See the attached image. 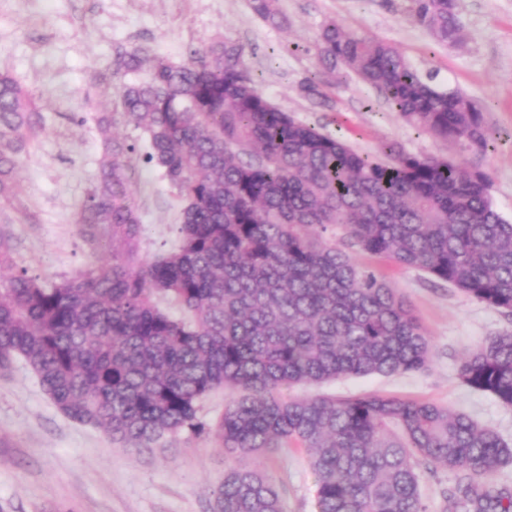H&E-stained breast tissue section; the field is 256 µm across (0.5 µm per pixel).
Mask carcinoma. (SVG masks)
Listing matches in <instances>:
<instances>
[{"mask_svg": "<svg viewBox=\"0 0 512 512\" xmlns=\"http://www.w3.org/2000/svg\"><path fill=\"white\" fill-rule=\"evenodd\" d=\"M440 44L463 25L455 0H411ZM253 13L280 23L277 0ZM320 62L376 89L417 130L469 153L490 133L465 94L435 83L393 45L346 32L330 17ZM121 111L98 118L99 175L76 222L104 229L109 260L59 284L21 270L4 278L12 247L0 232V371L23 360L55 406L114 442L165 448L182 430L227 454L303 448L318 512H427L416 468L453 474L447 512H512V485L491 480L512 446L470 416L431 402L368 393L282 400L284 385L424 371L430 336L408 299L360 265L362 252L414 268L512 317V221L494 206L488 173L384 143L375 156L296 120L245 68L243 48L217 42L174 63L117 54ZM141 130L148 148L111 134ZM31 96L0 73V199L17 194L18 154L36 138ZM161 168L183 202L179 240L141 256L130 161ZM185 313L173 317L164 305ZM461 382L512 407V331L461 361ZM240 388L213 423L199 402ZM213 512H284L258 466L224 471Z\"/></svg>", "mask_w": 512, "mask_h": 512, "instance_id": "obj_1", "label": "carcinoma"}]
</instances>
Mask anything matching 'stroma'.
<instances>
[{
    "instance_id": "1",
    "label": "stroma",
    "mask_w": 512,
    "mask_h": 512,
    "mask_svg": "<svg viewBox=\"0 0 512 512\" xmlns=\"http://www.w3.org/2000/svg\"><path fill=\"white\" fill-rule=\"evenodd\" d=\"M460 43L440 45L412 18L410 0H279L282 26L260 20L251 0H0V72L40 107L41 130L21 153L20 193L0 200V231L17 268L58 283L108 257L106 237L75 222L99 171L96 119L117 109L112 60L140 47L185 60L188 48L241 45L261 92L302 122L324 127L360 152L386 142L405 152L461 159L459 148L419 132L373 88L317 56L325 18L354 35L395 45L409 63L431 70L483 111L494 141L481 164L496 208L512 219V0H457ZM322 97L306 95V80ZM130 189L142 215L139 251L154 257L177 242L182 202L161 169L134 160ZM358 263L383 274L408 298L431 337L423 372L349 377L283 386L292 399L347 398L378 392L426 400L470 415L512 443V408L463 385L457 369L486 337L512 321L423 272L364 253ZM259 461L279 486L285 512H317L316 476L307 452L284 448ZM230 461L207 435L182 431L173 447L131 448L75 421L52 403L24 361L0 373V512H210Z\"/></svg>"
}]
</instances>
